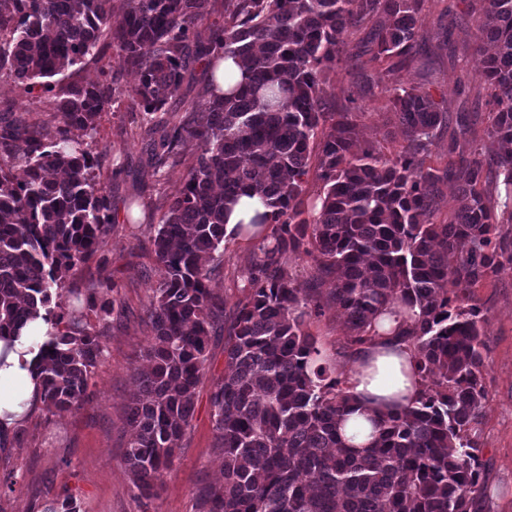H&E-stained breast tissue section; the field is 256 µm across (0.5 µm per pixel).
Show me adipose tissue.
<instances>
[{"instance_id": "1", "label": "adipose tissue", "mask_w": 512, "mask_h": 512, "mask_svg": "<svg viewBox=\"0 0 512 512\" xmlns=\"http://www.w3.org/2000/svg\"><path fill=\"white\" fill-rule=\"evenodd\" d=\"M396 324L394 314H384L380 321L383 336L363 347L351 367L352 398L339 433L346 445L359 450L375 445L383 415L400 413L413 406L420 390L410 349L387 334ZM47 329V323L37 318L28 321L14 340L0 339L2 433L12 434L39 397V345Z\"/></svg>"}]
</instances>
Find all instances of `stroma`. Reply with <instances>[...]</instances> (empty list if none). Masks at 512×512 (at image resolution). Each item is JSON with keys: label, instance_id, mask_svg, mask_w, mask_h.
Returning <instances> with one entry per match:
<instances>
[{"label": "stroma", "instance_id": "stroma-1", "mask_svg": "<svg viewBox=\"0 0 512 512\" xmlns=\"http://www.w3.org/2000/svg\"><path fill=\"white\" fill-rule=\"evenodd\" d=\"M467 9L466 0L424 2L419 56L431 60L436 69L431 83L418 67L392 73L387 63L372 60L367 29L343 33L339 61L325 72L323 88L334 110L354 103L352 120L359 143H377L386 153L405 147L387 92L396 80L430 93L442 111L468 113L473 134L461 144V154H470L485 140L490 107L483 57L474 51L466 25H458L451 38L442 35L449 17L460 18ZM104 74L111 77L119 96L100 116L95 133L83 136L82 142L94 161L114 222L99 251L67 274L61 307L71 313L90 296L112 302L106 318L87 317L94 329L104 332L105 357L78 410L57 413L38 404L19 429V441L8 453H0V483H14L13 493L0 497V512H43L46 502L65 498L75 500L81 512H195L200 491L224 479L211 407L214 386L224 376L220 336L211 341L195 412L177 443L173 469L154 498L139 497L124 463L130 440L126 406L137 391L138 370L148 365L144 351L150 332L143 319L162 276L148 238L168 203L180 195L199 147L186 142L177 163L152 172L145 126L129 95L137 76L122 64L109 39L101 38L96 58L69 67L64 76L66 81L85 83ZM14 115L48 129L56 124L43 99L26 96L19 82L0 76V116ZM253 252V243L228 239L213 264L209 286L223 298L225 318L234 316L244 297ZM475 297L487 311L482 351L486 397L475 429L484 465L482 512H512V267L479 285Z\"/></svg>", "mask_w": 512, "mask_h": 512}]
</instances>
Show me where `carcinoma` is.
Listing matches in <instances>:
<instances>
[{"label":"carcinoma","instance_id":"carcinoma-1","mask_svg":"<svg viewBox=\"0 0 512 512\" xmlns=\"http://www.w3.org/2000/svg\"><path fill=\"white\" fill-rule=\"evenodd\" d=\"M0 0V72L46 98L53 134L21 117L0 123V337L44 314L41 399L58 413L85 400L104 357V336L55 313L64 277L94 255L111 217L93 160L72 132L90 133L112 107L108 83L58 76L111 39L138 74L133 99L145 116L149 163L177 162L184 142L200 153L180 196L149 243L164 273L144 319L150 371L127 407L124 461L141 495H153L190 425L222 301L209 288L224 246V211L244 193L270 212L250 222L260 238L248 293L224 326V378L211 396L224 481L197 498V512H481V448L475 439L483 385V324L474 288L512 265V0H469L477 50L494 106L490 143L444 169L430 165L444 126L448 155L470 132L467 113L447 114L429 94L396 81L390 104L407 141L394 154L356 148L347 112H329L322 88L348 28L372 23L373 58L400 71L419 44L424 0H228L224 25L202 39L208 0ZM240 60L244 84L204 109L170 106L193 64ZM320 184L317 213L306 208ZM461 201L432 221L438 185ZM494 186L489 201L486 187ZM311 262L300 281L288 259ZM345 319L342 356L379 335L392 306L406 315L422 388L405 413L383 420L379 442L346 447L338 424L348 381L327 365L310 320L325 314L320 285Z\"/></svg>","mask_w":512,"mask_h":512}]
</instances>
